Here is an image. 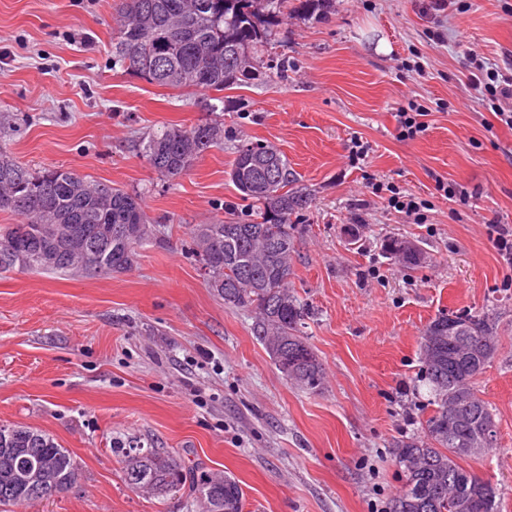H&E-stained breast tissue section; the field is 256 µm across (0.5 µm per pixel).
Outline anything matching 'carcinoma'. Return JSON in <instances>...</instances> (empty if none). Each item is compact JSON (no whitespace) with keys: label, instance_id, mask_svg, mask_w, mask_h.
Wrapping results in <instances>:
<instances>
[{"label":"carcinoma","instance_id":"carcinoma-1","mask_svg":"<svg viewBox=\"0 0 512 512\" xmlns=\"http://www.w3.org/2000/svg\"><path fill=\"white\" fill-rule=\"evenodd\" d=\"M288 0H122L112 35V63L150 83L191 88L206 96L210 111L220 93L283 76L271 49ZM303 17L323 16L336 0H296ZM219 127L205 123L171 128L143 144L149 165L175 179L221 140ZM230 178L251 201L250 218L228 224H199L192 230L197 256L208 268V285L230 308L253 313L252 333L277 369L288 364V380L314 393L324 368L304 337L307 311L290 288L295 251L292 217L310 208L313 194L275 146L255 141L235 151ZM0 213L20 219L0 228V273L44 271L91 277L131 268L136 248L156 231L141 199L108 183L90 181L66 169L31 172L0 150ZM382 251L409 269L421 266L424 251ZM498 350L494 322L487 315L444 314L421 337L422 382L430 396L424 436L393 445L404 483L389 512H457L456 499L470 498V512H500L490 481L461 465L480 459L485 438L497 442V425L480 396L479 377ZM9 447L0 454V507L29 504V490L11 484L8 472L22 457L57 463L59 491L76 477L71 453L42 430L12 426ZM123 479L137 491L163 497L186 485L193 470L166 452L128 448ZM194 491L218 512H244L245 497L229 473L201 478Z\"/></svg>","mask_w":512,"mask_h":512}]
</instances>
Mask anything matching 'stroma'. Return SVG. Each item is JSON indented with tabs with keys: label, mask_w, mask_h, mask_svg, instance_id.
<instances>
[{
	"label": "stroma",
	"mask_w": 512,
	"mask_h": 512,
	"mask_svg": "<svg viewBox=\"0 0 512 512\" xmlns=\"http://www.w3.org/2000/svg\"><path fill=\"white\" fill-rule=\"evenodd\" d=\"M336 0L325 17L285 15L274 49L288 76L224 93L208 111L192 89L112 65L120 0H0V149L32 171L63 167L141 196L154 239L131 270L93 278L0 275V425L42 430L77 477L14 512H203L191 487L130 489L123 448H161L195 475L228 472L245 512H388L404 480L395 441L430 413L421 336L440 314H489L499 351L480 377L498 444L471 468L512 512V267L489 234L512 225V129L463 73L470 50L512 73V0ZM416 98L426 131L399 137ZM224 127L181 177L157 173L142 141L164 130ZM372 149L350 165L353 138ZM275 145L311 189L297 218L290 286L320 356L321 392L288 382L225 306L193 253L198 224L241 219L228 172L238 145ZM466 204L448 203L439 181ZM425 200L423 222L373 186ZM419 245L407 270L385 239ZM398 239L394 240H385L382 243V251L388 255L391 259H394L395 261H398L402 265H404L406 268L414 269L419 266H421L426 259L424 251L416 245L415 253H395L394 251V245H397L400 243Z\"/></svg>",
	"instance_id": "obj_1"
}]
</instances>
